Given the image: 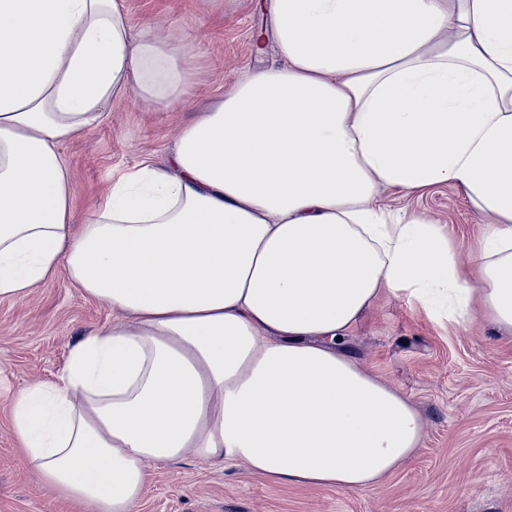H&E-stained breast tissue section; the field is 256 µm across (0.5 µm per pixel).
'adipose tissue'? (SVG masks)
<instances>
[{
    "label": "adipose tissue",
    "instance_id": "ef3b65f1",
    "mask_svg": "<svg viewBox=\"0 0 512 512\" xmlns=\"http://www.w3.org/2000/svg\"><path fill=\"white\" fill-rule=\"evenodd\" d=\"M280 65L244 74L73 224L60 148L137 90L186 103L200 44L133 38L124 0H0V297L65 267L119 316L13 402L27 463L83 512H135L191 455L369 487L416 450L411 402L343 337L384 293L512 330V0H264ZM461 188L474 272L389 191Z\"/></svg>",
    "mask_w": 512,
    "mask_h": 512
}]
</instances>
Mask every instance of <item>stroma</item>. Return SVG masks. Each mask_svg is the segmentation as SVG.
Returning a JSON list of instances; mask_svg holds the SVG:
<instances>
[{"instance_id":"35a3bbf8","label":"stroma","mask_w":512,"mask_h":512,"mask_svg":"<svg viewBox=\"0 0 512 512\" xmlns=\"http://www.w3.org/2000/svg\"><path fill=\"white\" fill-rule=\"evenodd\" d=\"M133 33L156 26L164 40L202 43L183 58L189 103L148 109L128 93L107 116L61 149L73 184L75 224L104 189L148 160L166 165L176 131L244 73L275 62L257 0H125ZM392 208L426 215L471 267L481 215L453 185L391 193ZM109 306L74 287L65 268L23 298L0 297V512H77L58 499L18 448L11 406L32 383L64 369L75 344L111 324ZM344 349L407 397L424 428L416 454L378 485L348 491L277 482L228 462L188 457L152 463L137 512H512V332L481 313L460 323L424 309L409 293L380 298L350 330Z\"/></svg>"}]
</instances>
